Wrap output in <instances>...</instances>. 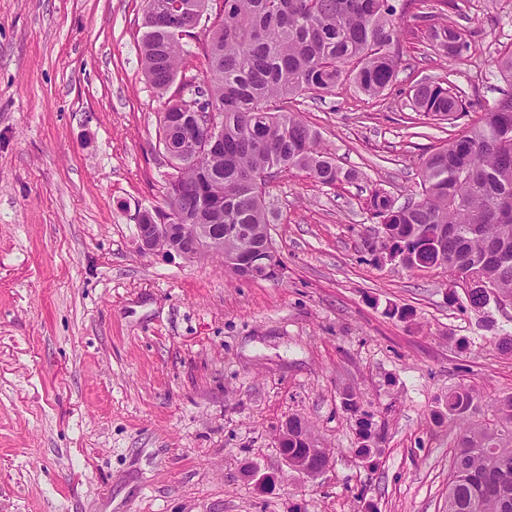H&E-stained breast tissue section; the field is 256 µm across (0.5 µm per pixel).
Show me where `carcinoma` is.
I'll use <instances>...</instances> for the list:
<instances>
[{"instance_id":"obj_1","label":"carcinoma","mask_w":512,"mask_h":512,"mask_svg":"<svg viewBox=\"0 0 512 512\" xmlns=\"http://www.w3.org/2000/svg\"><path fill=\"white\" fill-rule=\"evenodd\" d=\"M209 0H146L141 59L159 96L175 82L183 40L197 36ZM224 16L209 28L208 67L185 95L164 102L158 134L185 112L224 114L222 161L207 166L192 154H175L165 184L164 206L138 214L137 223L210 224L224 239L217 254L228 272L269 278L277 262L264 248L270 238L265 185L283 170L307 173L322 185L352 182L333 155L319 148V133L276 101L329 93L346 78L372 98L392 83L401 63L397 47L403 16L395 0H223ZM433 38L450 56L467 48L466 30L448 24ZM417 112L442 120L463 111L461 96L440 82H424L411 94ZM419 198L395 205L372 192L368 210L386 226L387 243L406 254L408 269L443 266L451 281L475 275L482 287L466 294L476 311L493 295L512 297V93L484 110L462 136L437 148L420 172ZM450 230L438 235L440 228ZM478 393L472 386L448 390L435 423L458 428L448 476L446 512H512V393L473 419ZM359 457L372 460L379 438L369 418L358 422ZM313 447L306 422L288 420V453Z\"/></svg>"}]
</instances>
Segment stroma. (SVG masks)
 I'll return each instance as SVG.
<instances>
[{
	"mask_svg": "<svg viewBox=\"0 0 512 512\" xmlns=\"http://www.w3.org/2000/svg\"><path fill=\"white\" fill-rule=\"evenodd\" d=\"M144 10L0 0V512H444L456 431L430 413L460 384L482 412L512 393L494 345L512 316L452 300L444 268L380 262L367 203L407 202L425 158L502 98L512 0H414L383 97L345 80L288 102L359 178L267 186L275 280L139 250L136 216L172 172ZM449 21L458 57L430 36ZM442 80L468 107L449 122L411 106ZM348 391L381 435L374 461ZM293 416L332 454L312 482L279 452ZM255 470L275 484L258 491Z\"/></svg>",
	"mask_w": 512,
	"mask_h": 512,
	"instance_id": "35a3bbf8",
	"label": "stroma"
}]
</instances>
